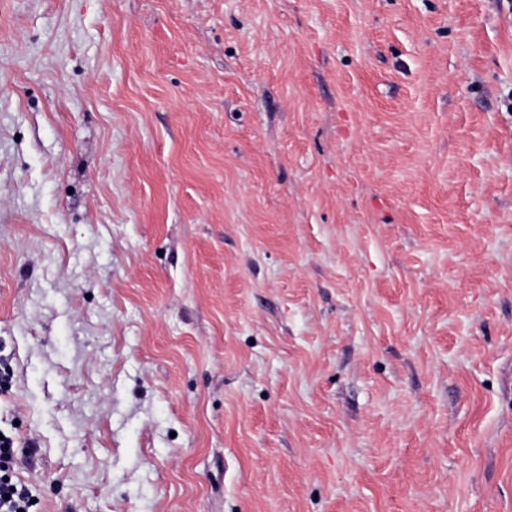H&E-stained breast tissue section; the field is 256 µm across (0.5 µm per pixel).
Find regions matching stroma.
<instances>
[{
	"instance_id": "obj_1",
	"label": "stroma",
	"mask_w": 512,
	"mask_h": 512,
	"mask_svg": "<svg viewBox=\"0 0 512 512\" xmlns=\"http://www.w3.org/2000/svg\"><path fill=\"white\" fill-rule=\"evenodd\" d=\"M4 371L33 512H512V0H0Z\"/></svg>"
}]
</instances>
